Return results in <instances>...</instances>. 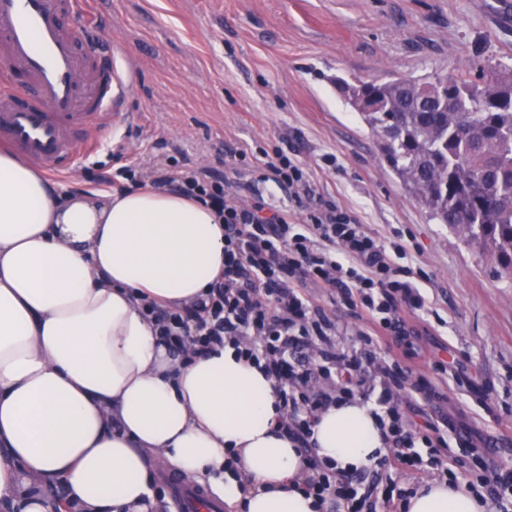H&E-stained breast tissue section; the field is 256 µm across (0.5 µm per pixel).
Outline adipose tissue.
Segmentation results:
<instances>
[{
	"label": "adipose tissue",
	"mask_w": 512,
	"mask_h": 512,
	"mask_svg": "<svg viewBox=\"0 0 512 512\" xmlns=\"http://www.w3.org/2000/svg\"><path fill=\"white\" fill-rule=\"evenodd\" d=\"M224 269V223L168 190L72 196L0 152V504L48 512L63 489L83 512H154L152 459L222 483L240 512H323L280 430L273 379L231 345L176 353L142 295L187 307ZM317 456L347 473L385 454L371 407L324 410ZM234 449L251 482L224 469ZM407 512H485L436 481Z\"/></svg>",
	"instance_id": "1"
}]
</instances>
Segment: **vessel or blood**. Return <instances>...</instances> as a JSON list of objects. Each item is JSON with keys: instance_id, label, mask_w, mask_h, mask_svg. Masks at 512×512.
<instances>
[{"instance_id": "b4317fda", "label": "vessel or blood", "mask_w": 512, "mask_h": 512, "mask_svg": "<svg viewBox=\"0 0 512 512\" xmlns=\"http://www.w3.org/2000/svg\"><path fill=\"white\" fill-rule=\"evenodd\" d=\"M87 2L0 0V144L54 173L92 151L127 93Z\"/></svg>"}]
</instances>
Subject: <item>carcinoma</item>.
<instances>
[{
  "label": "carcinoma",
  "instance_id": "obj_1",
  "mask_svg": "<svg viewBox=\"0 0 512 512\" xmlns=\"http://www.w3.org/2000/svg\"><path fill=\"white\" fill-rule=\"evenodd\" d=\"M389 167L431 217L512 274V73L348 85Z\"/></svg>",
  "mask_w": 512,
  "mask_h": 512
}]
</instances>
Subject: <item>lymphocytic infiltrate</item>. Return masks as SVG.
I'll list each match as a JSON object with an SVG mask.
<instances>
[{
  "label": "lymphocytic infiltrate",
  "mask_w": 512,
  "mask_h": 512,
  "mask_svg": "<svg viewBox=\"0 0 512 512\" xmlns=\"http://www.w3.org/2000/svg\"><path fill=\"white\" fill-rule=\"evenodd\" d=\"M181 172L154 169L150 184L174 187L213 208L224 221V271L203 298L188 308H164L148 300L144 311L172 349L192 343L203 352L230 344L276 383L281 430L308 454L307 494L340 499L346 512H406L415 490L410 475L430 471L452 485L481 494L488 512H512V468L489 461L477 448L470 462L451 456L440 430L417 422L395 400L405 385L422 390L425 379L391 355L376 356L386 337L402 344L414 330L409 318L430 310L414 271L406 266L405 246L371 233L335 200L321 193L305 169L282 150H246L224 155V178L180 160ZM260 174L287 189L306 210L305 223L291 222L285 209L265 201L239 206L230 198L239 181ZM313 286L342 302L362 322L358 343L340 345L332 312L305 292ZM372 400L388 449L379 464L385 481L361 487L357 476L313 457L312 427L330 405Z\"/></svg>",
  "instance_id": "f902f5d3"
}]
</instances>
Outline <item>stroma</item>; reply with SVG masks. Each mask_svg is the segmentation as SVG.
I'll return each instance as SVG.
<instances>
[{"label":"stroma","instance_id":"obj_1","mask_svg":"<svg viewBox=\"0 0 512 512\" xmlns=\"http://www.w3.org/2000/svg\"><path fill=\"white\" fill-rule=\"evenodd\" d=\"M130 91L97 151L62 179L95 190L111 148L143 172L180 148L202 167L225 149L278 147L370 232L401 237L435 315L418 323L429 382L398 400L494 442L512 466V277L436 223L385 162L337 88L431 78L468 65L512 68V0H102ZM443 362L445 373L432 370Z\"/></svg>","mask_w":512,"mask_h":512}]
</instances>
